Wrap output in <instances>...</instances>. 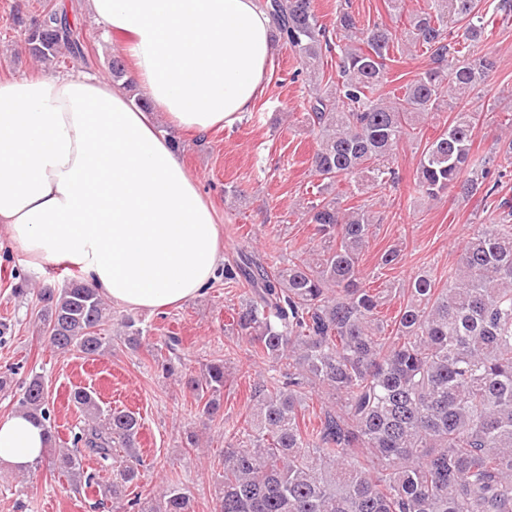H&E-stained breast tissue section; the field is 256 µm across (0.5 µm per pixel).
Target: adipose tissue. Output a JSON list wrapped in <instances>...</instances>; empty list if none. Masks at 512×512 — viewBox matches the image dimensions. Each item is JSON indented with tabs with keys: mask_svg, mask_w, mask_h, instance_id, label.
<instances>
[{
	"mask_svg": "<svg viewBox=\"0 0 512 512\" xmlns=\"http://www.w3.org/2000/svg\"><path fill=\"white\" fill-rule=\"evenodd\" d=\"M85 10L123 36L129 78L151 108L77 70L0 80V225L31 264L76 266L113 303L178 306L218 278L223 242L175 135L253 109L275 50L272 21L255 0H86ZM47 446L27 414L0 418V466L28 470Z\"/></svg>",
	"mask_w": 512,
	"mask_h": 512,
	"instance_id": "obj_1",
	"label": "adipose tissue"
}]
</instances>
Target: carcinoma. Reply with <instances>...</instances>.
I'll return each instance as SVG.
<instances>
[{"label":"carcinoma","instance_id":"obj_1","mask_svg":"<svg viewBox=\"0 0 512 512\" xmlns=\"http://www.w3.org/2000/svg\"><path fill=\"white\" fill-rule=\"evenodd\" d=\"M400 34L380 24L357 26L345 8L336 30L320 22L314 0H260L273 20L274 40L298 55L316 78L303 119L315 134L311 167L319 197L305 216L319 236L316 256L295 253L283 266L243 255L224 266V280L244 288L229 331L252 348L266 374L251 387L250 421L224 448L216 512H512V199L498 198L499 223L482 224L462 250L448 285L429 274L414 278L386 332L382 293L363 283L361 262L377 220L363 207L341 205L333 186L396 182L398 149L418 140L426 113L453 103L450 123L426 142L414 190L437 200L455 189L487 199L504 188L495 158L512 164V118L494 157H473L480 121L474 101L489 92L496 65L486 54L457 59V45L489 37L480 0H426ZM462 23L459 33L449 20ZM30 56L49 69L62 52L85 58L77 27L46 7L24 29ZM339 50L336 74L323 59ZM424 49L430 64L389 96L393 53ZM50 345L86 357L104 349L110 321L101 295L80 276L38 293ZM132 350L145 339L136 321L124 323ZM182 339L166 336L154 360L169 376ZM227 379L224 361L202 365L185 385L199 413L220 419ZM322 399L318 421L301 427L312 393ZM83 420L73 447L51 452L49 467L112 501V512H191L177 482L144 497L137 438L141 418L100 407L76 389ZM19 408L43 424L53 441L41 376L21 388ZM87 460L97 468L90 473ZM108 472L105 483L99 474Z\"/></svg>","mask_w":512,"mask_h":512}]
</instances>
